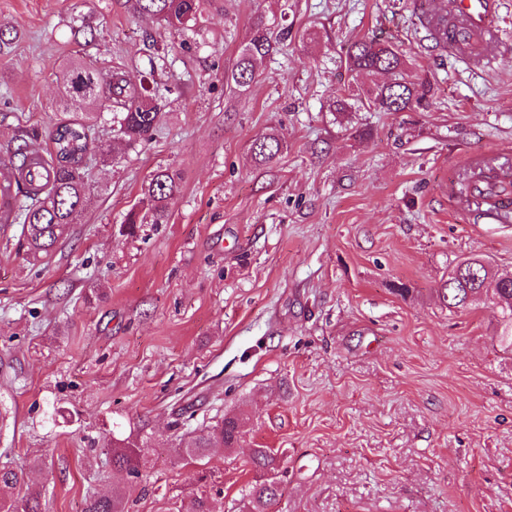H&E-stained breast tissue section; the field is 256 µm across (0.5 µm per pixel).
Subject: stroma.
Here are the masks:
<instances>
[{"label":"stroma","instance_id":"stroma-1","mask_svg":"<svg viewBox=\"0 0 512 512\" xmlns=\"http://www.w3.org/2000/svg\"><path fill=\"white\" fill-rule=\"evenodd\" d=\"M425 0H202L192 30L128 0H0V151L46 148L61 69L92 61L145 79L162 120L91 165L77 224L32 257L0 224V468L43 512L124 489L129 512H182L206 493L239 512L255 448L283 461L271 512H512V348L490 300L450 311L458 259L512 274V222L465 211L474 155L512 156V0L470 60L427 40ZM282 35L251 86L234 69L256 21ZM94 30L93 42L74 34ZM396 42L429 106L380 112L336 97L376 83L351 42ZM273 131L283 151H248ZM180 175L168 218L121 234L159 169ZM246 413L239 447L179 458L195 429ZM167 439L140 476L115 471L113 424ZM282 149V141L273 133L260 135L249 144V152L259 165L274 162L281 154Z\"/></svg>","mask_w":512,"mask_h":512}]
</instances>
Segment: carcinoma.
Listing matches in <instances>:
<instances>
[{"label":"carcinoma","mask_w":512,"mask_h":512,"mask_svg":"<svg viewBox=\"0 0 512 512\" xmlns=\"http://www.w3.org/2000/svg\"><path fill=\"white\" fill-rule=\"evenodd\" d=\"M132 6L137 13L177 31L189 29L200 12V0H132ZM276 43L267 28L255 24L235 69L226 76V84L238 90L249 87L256 77V62L271 55ZM346 62L355 74L388 75L387 81L363 90L362 105L370 109L408 112L427 105L433 96L430 82L410 79L403 54L390 41H354L347 50ZM95 71L92 63L83 60L65 66L62 107L70 116L55 124L48 148L34 150L24 140L9 149L7 157H0V183L13 185L11 202L4 211L13 214L14 223L22 225L27 250L33 255L53 251L70 225L76 223L90 186L88 162L92 152H112V144L96 137L95 111L111 112L113 133L130 146L147 140L161 122L164 104L155 90L144 83L132 84L120 66L113 67L105 81L98 79ZM282 149V141L273 133L260 135L249 144V152L259 165L274 162ZM483 177L482 171L465 172L457 181L458 196L470 198L473 186ZM178 184L179 174L166 168L156 171L142 188V203L153 211L155 223L164 221ZM489 278V267L483 261L460 260L440 288L442 300L450 310L466 309L487 292ZM493 292L501 336L512 347V276L496 278ZM243 420L242 414L228 416L199 430L185 447L178 449V455L198 461L217 444L236 447ZM158 447L159 439L148 432L126 436L119 430L112 433V465L138 475L146 453ZM251 462L260 471V479L242 498V510L268 512L281 496L282 459L270 448H255ZM23 484V473L0 468V512H41L38 495L23 490ZM85 512H125L124 495L114 490L110 495L93 496L88 499Z\"/></svg>","instance_id":"1"}]
</instances>
